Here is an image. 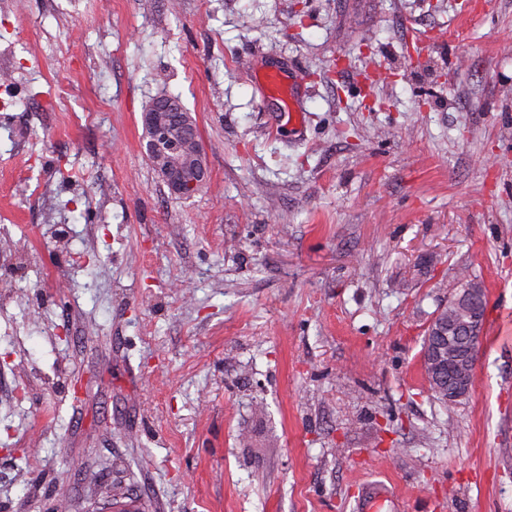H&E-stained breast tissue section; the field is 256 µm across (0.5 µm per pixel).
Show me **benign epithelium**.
Segmentation results:
<instances>
[{
	"label": "benign epithelium",
	"mask_w": 512,
	"mask_h": 512,
	"mask_svg": "<svg viewBox=\"0 0 512 512\" xmlns=\"http://www.w3.org/2000/svg\"><path fill=\"white\" fill-rule=\"evenodd\" d=\"M184 108L175 98L164 105L150 104L142 112L146 134L145 153L170 193L184 198L207 179L206 152L199 133L184 120ZM441 341L427 342L423 358L430 375L446 365Z\"/></svg>",
	"instance_id": "benign-epithelium-1"
}]
</instances>
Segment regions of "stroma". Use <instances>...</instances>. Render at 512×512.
<instances>
[{
  "label": "stroma",
  "instance_id": "obj_1",
  "mask_svg": "<svg viewBox=\"0 0 512 512\" xmlns=\"http://www.w3.org/2000/svg\"><path fill=\"white\" fill-rule=\"evenodd\" d=\"M0 0V512H512V0ZM306 84L282 125L260 74ZM372 75V87L363 78ZM179 98L172 197L141 114ZM485 288L468 397L425 331ZM83 381L81 397L73 386ZM165 99V105L152 102L142 112L145 153L170 193L185 198L207 179L206 152L179 100ZM439 314H436L434 318L432 319L429 327H431V330L428 332L427 336H431L430 340L427 341V344L425 346V339H424V354L423 358L427 367L428 372L431 376H435L438 374L443 367L446 365V362L444 361V357L448 358V355H445V346L444 343L441 341H433L434 336H444L442 331V322L438 321ZM400 499L394 489L383 481H372L364 484L354 502V512H399Z\"/></svg>",
  "mask_w": 512,
  "mask_h": 512
}]
</instances>
